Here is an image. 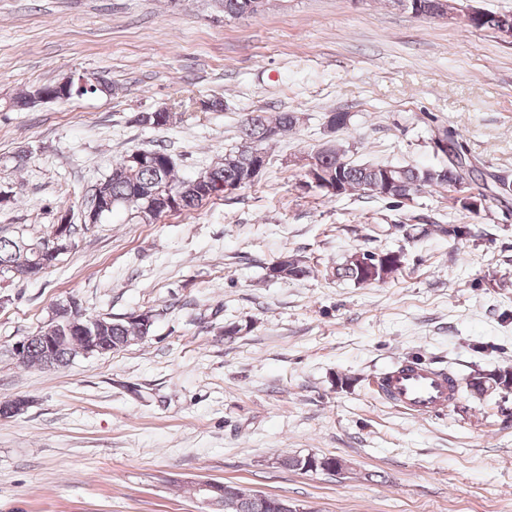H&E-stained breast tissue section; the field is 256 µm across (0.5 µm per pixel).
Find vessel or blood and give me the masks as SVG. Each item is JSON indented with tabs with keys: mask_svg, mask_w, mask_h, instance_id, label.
<instances>
[{
	"mask_svg": "<svg viewBox=\"0 0 512 512\" xmlns=\"http://www.w3.org/2000/svg\"><path fill=\"white\" fill-rule=\"evenodd\" d=\"M378 392L392 408L423 419L444 413L457 398L447 370L412 357L402 358L383 374Z\"/></svg>",
	"mask_w": 512,
	"mask_h": 512,
	"instance_id": "vessel-or-blood-1",
	"label": "vessel or blood"
}]
</instances>
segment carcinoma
<instances>
[{
  "mask_svg": "<svg viewBox=\"0 0 512 512\" xmlns=\"http://www.w3.org/2000/svg\"><path fill=\"white\" fill-rule=\"evenodd\" d=\"M503 21L512 22V15L484 12L471 19L469 26L495 31L501 27ZM298 121V116L293 112H280L274 116L262 111L252 112L247 115L240 128V139L245 145L225 151L223 161L192 179H178L172 156L160 147L151 149L152 157L141 165H127L122 159L117 161L111 175L101 185L108 191L112 208H132L146 218L152 216L149 201L155 202L176 191L180 193V198L175 205L167 207L166 211L196 209L221 193L215 187L216 182L237 183L242 179L245 170L253 161L252 150L265 151L266 145L290 131ZM344 154L345 151L335 146L316 152L313 158L322 169L336 173L341 184V194L362 192L369 196H383L382 181L389 165L358 164L344 160ZM391 174L408 187V194L412 196L426 188H447L481 176V172L466 160L451 140L448 141V163L429 169L397 166ZM26 246L28 243L20 237L0 236V273L14 275V268L21 266V258H30V253L24 252ZM308 274L309 267L305 261L296 255H290L288 265L280 269L279 278L297 280ZM336 277L357 284L363 283L356 254H350L336 267ZM103 335L112 337V346L121 349L126 343V337L135 336L137 332L126 321L114 319ZM502 380L512 381L511 369L495 373L476 371L470 376L468 386L473 391L482 392L487 384L492 382L497 385Z\"/></svg>",
  "mask_w": 512,
  "mask_h": 512,
  "instance_id": "cac0c4a2",
  "label": "carcinoma"
}]
</instances>
